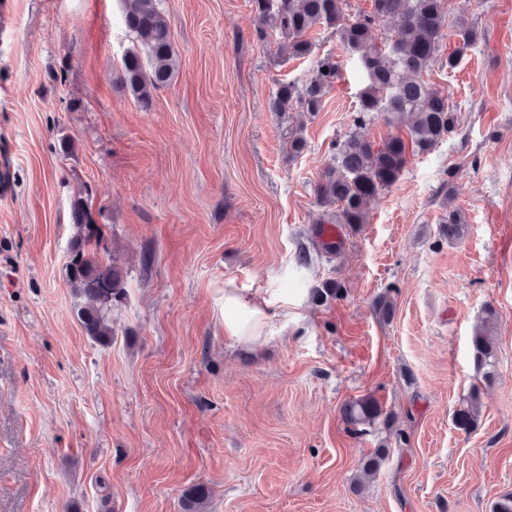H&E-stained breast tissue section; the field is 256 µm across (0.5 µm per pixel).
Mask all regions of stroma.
Listing matches in <instances>:
<instances>
[{"mask_svg":"<svg viewBox=\"0 0 512 512\" xmlns=\"http://www.w3.org/2000/svg\"><path fill=\"white\" fill-rule=\"evenodd\" d=\"M159 7L177 70L145 107L120 82L118 0H0V512H184L198 483L207 512H492L512 492V0L469 6L483 38L428 76L454 133L335 255L312 248L315 187L354 128L355 57L330 29L303 58L278 29L258 38L254 0ZM326 56L342 79L321 112L275 109ZM84 190L125 271L107 345L65 276ZM452 207L466 229L450 242ZM328 279L342 299L314 302ZM228 288L268 300L257 340L225 336ZM488 305L487 378L471 338ZM367 396L391 420L357 436L342 407ZM465 220L462 213L458 209L448 210L439 225L438 233L448 238V241H454L463 236ZM480 412V400L479 392L477 389L471 391V393L462 401L459 409L455 411V424L456 426L468 432L472 429L477 422Z\"/></svg>","mask_w":512,"mask_h":512,"instance_id":"stroma-1","label":"stroma"}]
</instances>
